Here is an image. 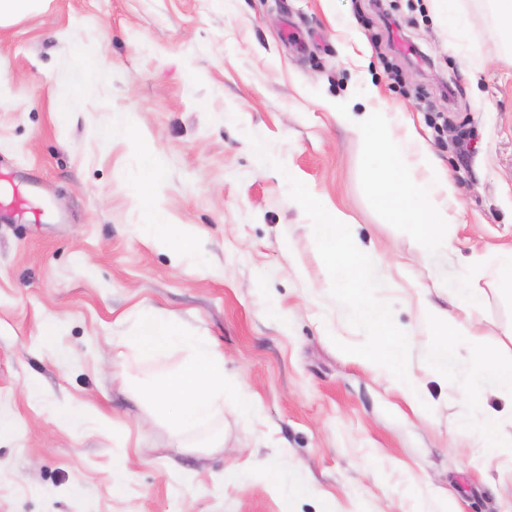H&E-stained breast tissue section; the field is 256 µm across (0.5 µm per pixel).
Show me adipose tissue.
<instances>
[{
	"instance_id": "1",
	"label": "adipose tissue",
	"mask_w": 512,
	"mask_h": 512,
	"mask_svg": "<svg viewBox=\"0 0 512 512\" xmlns=\"http://www.w3.org/2000/svg\"><path fill=\"white\" fill-rule=\"evenodd\" d=\"M339 118L370 145V172L380 185V204L395 223L415 225L424 248L450 247L448 226L456 218L448 213L453 203L448 176L434 166L423 144L410 135L389 137L387 115L383 112L347 108ZM447 293L448 308L425 298L419 303V316L433 333L426 367L433 374L444 376L448 373L449 356L467 360V367L457 376L460 389L466 393L489 391L509 404L507 411L482 413L483 427H512V357L474 354L480 333L470 315L483 306L486 292L462 283L448 288ZM132 346L147 356L176 347L189 352L187 365L145 378L141 392L175 431H188L223 415L224 397L228 394L239 414L253 413L250 395L239 382L225 378L223 357L203 337L187 335L173 322L146 315L140 320Z\"/></svg>"
}]
</instances>
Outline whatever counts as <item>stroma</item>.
I'll list each match as a JSON object with an SVG mask.
<instances>
[{
    "label": "stroma",
    "mask_w": 512,
    "mask_h": 512,
    "mask_svg": "<svg viewBox=\"0 0 512 512\" xmlns=\"http://www.w3.org/2000/svg\"><path fill=\"white\" fill-rule=\"evenodd\" d=\"M461 6V42L431 0H43L0 26V165L45 204L0 221V512H436L445 498L453 512H512V459L473 419L502 401L421 370L414 401L337 349L364 334L332 298L285 176L249 141L349 217L383 267L379 299L420 333L418 292L447 306L434 282L512 245V32L483 0ZM81 50L111 67L109 83L76 87ZM338 102L395 113L393 134H416L447 170L461 209L451 249L425 254L392 222ZM116 113L135 141L100 139ZM157 166L164 222L195 241L187 267L145 231L135 186ZM473 284L487 293L485 345L508 344L512 293L489 272ZM143 313L205 337L255 412L228 400L178 436L136 402L138 378L187 358L132 348ZM66 411L82 424L60 423ZM256 460L281 487L250 475ZM229 468L245 479L224 484ZM294 483L308 493L286 498Z\"/></svg>",
    "instance_id": "1"
}]
</instances>
